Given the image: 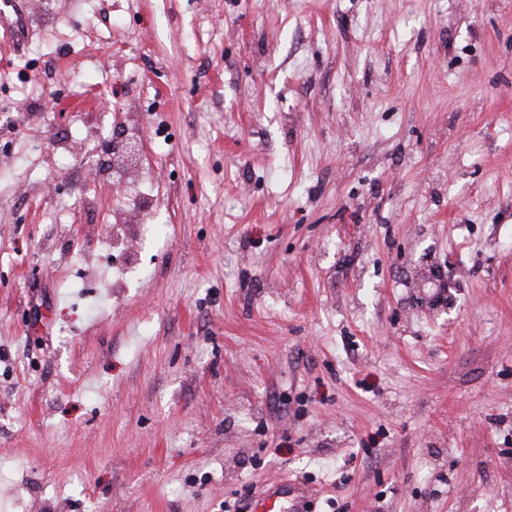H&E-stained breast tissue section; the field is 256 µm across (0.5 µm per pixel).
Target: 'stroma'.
<instances>
[{"label": "stroma", "mask_w": 512, "mask_h": 512, "mask_svg": "<svg viewBox=\"0 0 512 512\" xmlns=\"http://www.w3.org/2000/svg\"><path fill=\"white\" fill-rule=\"evenodd\" d=\"M277 481L512 512V0H14L0 512Z\"/></svg>", "instance_id": "stroma-1"}]
</instances>
